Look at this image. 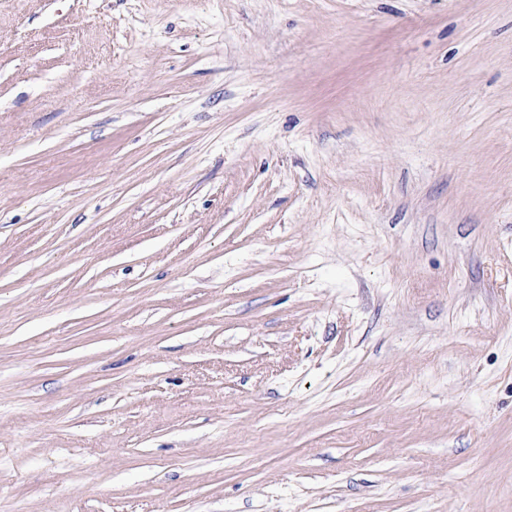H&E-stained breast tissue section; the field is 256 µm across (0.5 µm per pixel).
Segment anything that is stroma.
I'll return each mask as SVG.
<instances>
[{
	"instance_id": "35a3bbf8",
	"label": "stroma",
	"mask_w": 512,
	"mask_h": 512,
	"mask_svg": "<svg viewBox=\"0 0 512 512\" xmlns=\"http://www.w3.org/2000/svg\"><path fill=\"white\" fill-rule=\"evenodd\" d=\"M0 512H512V0H0Z\"/></svg>"
}]
</instances>
